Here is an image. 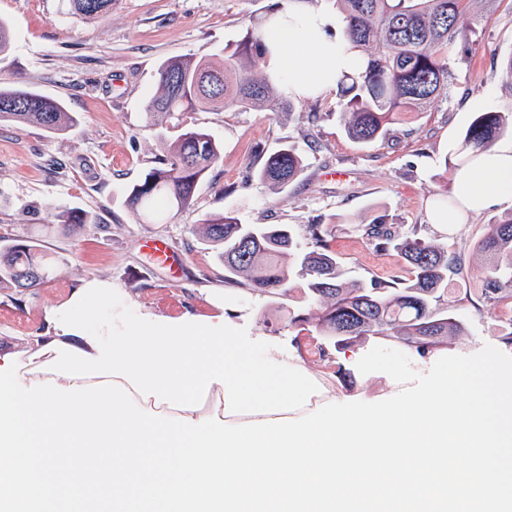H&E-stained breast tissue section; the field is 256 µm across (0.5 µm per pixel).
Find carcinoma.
<instances>
[{
    "mask_svg": "<svg viewBox=\"0 0 512 512\" xmlns=\"http://www.w3.org/2000/svg\"><path fill=\"white\" fill-rule=\"evenodd\" d=\"M68 11L97 18L112 9V0H66ZM343 23V37L363 61L354 73L336 79L339 120L359 145L385 139L398 115L426 110L448 94L455 79L449 59L456 46L476 34L462 18L475 4L491 8L498 0H333ZM267 56L261 28L247 30L243 40L220 62L176 56L160 67L157 89L145 102L153 117L198 108L265 109L276 112L281 84L270 73L247 71L252 56ZM37 124L51 132L70 129L75 118L58 101L25 86L0 83V122ZM512 130L511 112H481L466 129L458 148L461 160L474 163L495 140ZM156 165L127 196L130 210L152 224L158 215H176L193 201L198 184L220 159L216 141L201 130H187L163 143ZM254 176L282 192L303 171V159L286 145L256 152ZM73 231L97 221L95 215L71 209L59 214ZM208 242L221 248L224 279L244 281L255 291L277 298L289 291L298 268L302 291L318 306L309 316L289 317L306 324L337 347L368 336L403 343L421 354L440 349L444 338L465 331L463 319L448 301V277L459 272L448 244L400 236L384 224H370L366 238L378 251L393 249L407 263L406 276L354 281L325 239L328 228L308 225L314 246L304 250L289 224H243L225 213L202 223ZM477 249L487 257L480 276L481 298L498 319L505 343L512 345V215L492 224ZM48 261L31 241L0 249V283L32 288L45 281Z\"/></svg>",
    "mask_w": 512,
    "mask_h": 512,
    "instance_id": "carcinoma-1",
    "label": "carcinoma"
}]
</instances>
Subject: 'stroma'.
<instances>
[{
    "label": "stroma",
    "instance_id": "stroma-1",
    "mask_svg": "<svg viewBox=\"0 0 512 512\" xmlns=\"http://www.w3.org/2000/svg\"><path fill=\"white\" fill-rule=\"evenodd\" d=\"M288 0H112L96 19L68 15L63 0H0V19L12 49L0 61V82L17 83L62 102L73 128L52 133L38 125L0 122V245L30 240L52 265L41 285L0 288V351L33 352L43 336L57 335L50 309L82 281H112L138 316L209 314L224 301V323L252 339L282 346L311 340L289 325V313H311L290 276V291L271 298L224 280L218 248L202 237L206 216L231 212L244 224H289L301 248H312L308 225H328L327 241L355 280L402 272L394 252L373 250L360 228L383 223L402 233L448 242L461 270L448 283V298L464 319V335L448 339L447 354L470 355L504 346L497 323L484 313L477 276L484 257L476 240L490 224L512 214V201L460 224H433L430 215L451 196L443 160L453 152L476 113L512 112V83L502 70L512 56V0L482 13L471 45H458L449 60L456 80L447 97L426 112L393 125L385 140L362 147L345 134L338 97L291 98L274 114L227 107L181 112L154 123L144 109L155 91L160 65L171 57L220 59L226 46ZM319 113L311 121V113ZM187 128L210 133L221 159L198 185L191 207L165 224H146L127 206L126 193L154 165L159 138L176 140ZM293 147L304 170L277 192L253 175L256 149ZM64 209L95 212L98 223L72 233L58 224ZM165 240L180 258L179 270L154 260L148 244ZM322 344L327 361H310L308 373L333 377L334 402L387 399L395 386L382 372L360 373L358 360L375 339L335 348Z\"/></svg>",
    "mask_w": 512,
    "mask_h": 512
}]
</instances>
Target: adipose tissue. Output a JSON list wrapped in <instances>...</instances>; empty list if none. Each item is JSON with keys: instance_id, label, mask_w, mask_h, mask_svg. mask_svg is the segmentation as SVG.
<instances>
[{"instance_id": "1", "label": "adipose tissue", "mask_w": 512, "mask_h": 512, "mask_svg": "<svg viewBox=\"0 0 512 512\" xmlns=\"http://www.w3.org/2000/svg\"><path fill=\"white\" fill-rule=\"evenodd\" d=\"M336 24L331 13L291 9L279 12L274 24L264 28L269 70L289 94L303 98L326 93L338 75L359 67V58L346 42L327 38V30ZM451 193L455 208L436 214L434 223L458 224L468 214L497 202L512 201V142L458 172Z\"/></svg>"}]
</instances>
